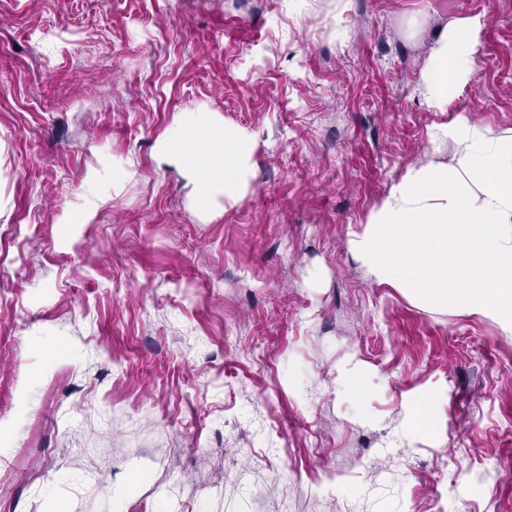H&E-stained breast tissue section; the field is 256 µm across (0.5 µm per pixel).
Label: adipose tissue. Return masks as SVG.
<instances>
[{
    "label": "adipose tissue",
    "instance_id": "ef3b65f1",
    "mask_svg": "<svg viewBox=\"0 0 512 512\" xmlns=\"http://www.w3.org/2000/svg\"><path fill=\"white\" fill-rule=\"evenodd\" d=\"M479 27H446L420 71L426 102L447 105L470 72ZM435 139L456 145L453 165L429 162L410 170L389 192L351 248L374 280L431 309L459 308L512 336V134H495L464 119L437 128ZM254 141L224 130L209 113L186 117L157 142L161 161L192 187L196 211L213 213L242 200L253 176ZM377 376L361 362L336 364V394L373 426L370 402Z\"/></svg>",
    "mask_w": 512,
    "mask_h": 512
}]
</instances>
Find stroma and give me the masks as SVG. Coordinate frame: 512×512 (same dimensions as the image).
<instances>
[{
  "mask_svg": "<svg viewBox=\"0 0 512 512\" xmlns=\"http://www.w3.org/2000/svg\"><path fill=\"white\" fill-rule=\"evenodd\" d=\"M470 19L442 112L419 70ZM202 112L254 140L208 218L155 153ZM460 117L512 132V0H0V512H512V337L349 246ZM345 356L379 426L336 396ZM433 393L443 431L409 442Z\"/></svg>",
  "mask_w": 512,
  "mask_h": 512,
  "instance_id": "1",
  "label": "stroma"
}]
</instances>
